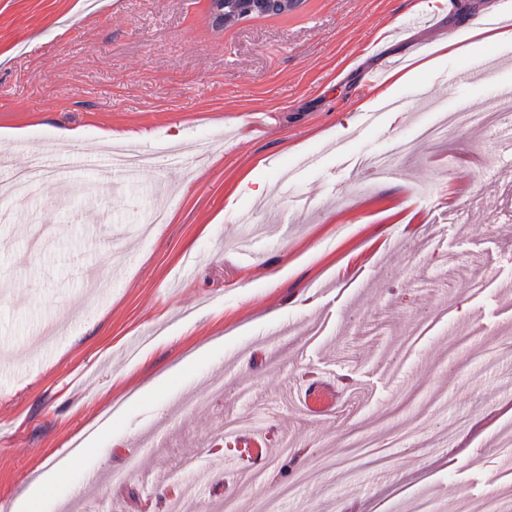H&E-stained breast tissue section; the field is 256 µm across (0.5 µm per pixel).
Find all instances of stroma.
I'll return each mask as SVG.
<instances>
[{
    "mask_svg": "<svg viewBox=\"0 0 512 512\" xmlns=\"http://www.w3.org/2000/svg\"><path fill=\"white\" fill-rule=\"evenodd\" d=\"M298 0L218 28L210 0H0V159L24 169L133 133L155 154L203 143L179 168L155 159L90 202V172L0 205V512L59 464L39 503L69 512H167L188 456L186 512H438L483 497L512 467V160L494 130L402 145L422 115L482 107L512 84V42L457 54L395 90L365 122L360 100L410 54L456 36L485 0ZM501 68L469 79L486 55ZM23 132L21 141L8 131ZM393 154L378 180L360 161ZM266 188L253 195L242 180ZM166 221L154 224L155 212ZM434 327L408 350L414 322ZM220 382L206 409L186 411ZM271 412L227 439L242 387ZM328 396L308 399L309 390ZM344 411H337V401ZM247 432V433H248ZM382 464L342 460L348 436ZM396 435L407 446L392 448ZM138 470L122 484L114 472ZM383 446H379L373 439L364 436L358 435L353 437L349 444L347 445L348 453L346 456V463L351 468L354 469L358 462L362 459V456L367 453H380L381 451H375L371 448H380Z\"/></svg>",
    "mask_w": 512,
    "mask_h": 512,
    "instance_id": "obj_1",
    "label": "stroma"
}]
</instances>
